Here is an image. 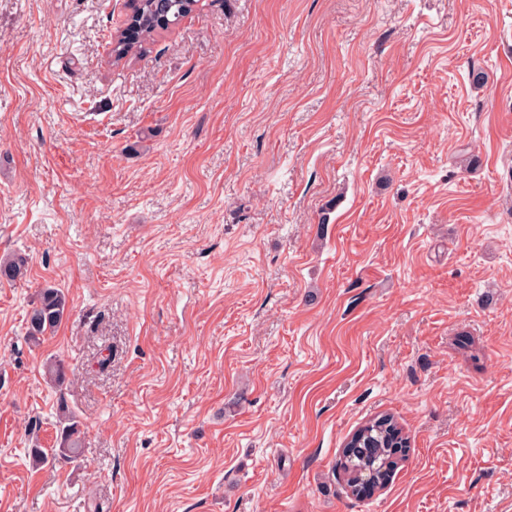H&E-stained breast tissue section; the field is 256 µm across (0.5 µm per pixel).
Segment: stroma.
<instances>
[{"label":"stroma","instance_id":"1","mask_svg":"<svg viewBox=\"0 0 512 512\" xmlns=\"http://www.w3.org/2000/svg\"><path fill=\"white\" fill-rule=\"evenodd\" d=\"M133 6L0 0V512H512V0ZM156 4L142 3L141 10L130 18L129 26L112 37V54L116 61L132 58L153 40L160 27ZM28 259L22 253H6L0 256V282L12 283L22 281L27 276ZM69 306L65 291L54 284L41 287L26 318L27 336L37 343L52 334L68 317ZM60 423L62 435L58 448L43 449L39 448L37 441H32L31 448L32 463L35 466H43L53 463L60 458H76L79 454L82 443V432L79 421L73 412H71L65 403H60L59 407ZM383 417V418H382ZM390 417L381 416L370 421L360 428L347 442V450L344 454V462L341 465L346 471L347 469H370L380 468L387 462L389 465H396L397 462L391 460L390 448L396 441L399 431ZM372 440L376 447L369 451L365 447V441Z\"/></svg>","mask_w":512,"mask_h":512}]
</instances>
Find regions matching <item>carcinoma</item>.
Masks as SVG:
<instances>
[{
    "label": "carcinoma",
    "instance_id": "obj_1",
    "mask_svg": "<svg viewBox=\"0 0 512 512\" xmlns=\"http://www.w3.org/2000/svg\"><path fill=\"white\" fill-rule=\"evenodd\" d=\"M167 18L170 24L193 10V0H165ZM160 28L156 5L142 3L141 10L129 20V26L112 37V54L121 61L131 58L144 49ZM28 259L22 253H6L0 256V282L12 283L22 281L27 276ZM69 306L65 291L47 283L41 287L26 318L27 336L37 343L41 338L52 334L68 317ZM46 378L55 386H62L66 381L63 362L51 360L44 366ZM62 435L57 448L43 449L38 444L31 448L32 463L43 466L60 458H75L82 443L79 421L65 403L59 405ZM399 431L389 417H378L360 428L347 442L343 469L379 468L391 460L390 448L396 441Z\"/></svg>",
    "mask_w": 512,
    "mask_h": 512
}]
</instances>
